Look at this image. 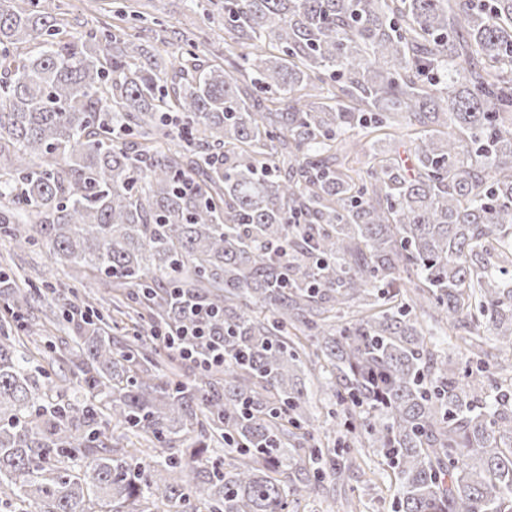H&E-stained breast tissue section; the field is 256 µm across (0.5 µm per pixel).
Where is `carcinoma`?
Wrapping results in <instances>:
<instances>
[{"instance_id":"obj_1","label":"carcinoma","mask_w":512,"mask_h":512,"mask_svg":"<svg viewBox=\"0 0 512 512\" xmlns=\"http://www.w3.org/2000/svg\"><path fill=\"white\" fill-rule=\"evenodd\" d=\"M43 2L0 0V235L112 314L0 266V512H290L353 445L389 460L393 512H512L485 337L512 351V0H224L206 65ZM397 129L405 160L377 148ZM45 294L59 352L24 341ZM195 327L187 377L148 333ZM441 340H444L441 347L444 350L445 355L448 354V363H450L455 368L460 370H464L469 366L475 367V360L472 361L470 354L464 350V348L459 346V343H456L455 339L448 340V336H441Z\"/></svg>"}]
</instances>
